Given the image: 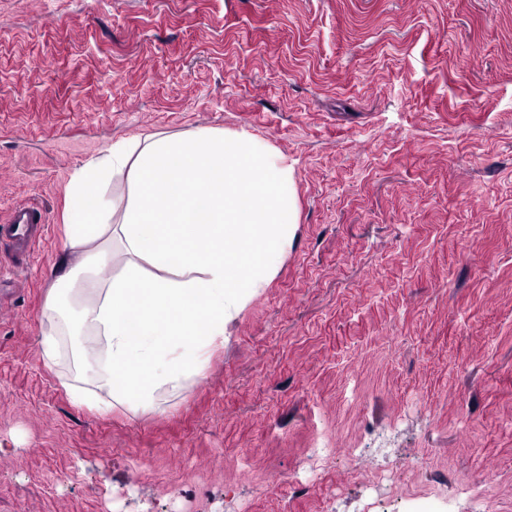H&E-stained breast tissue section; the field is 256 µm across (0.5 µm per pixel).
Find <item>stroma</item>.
<instances>
[{
    "label": "stroma",
    "mask_w": 512,
    "mask_h": 512,
    "mask_svg": "<svg viewBox=\"0 0 512 512\" xmlns=\"http://www.w3.org/2000/svg\"><path fill=\"white\" fill-rule=\"evenodd\" d=\"M245 131L298 224L150 409L41 345L68 185L112 143ZM0 512H512V0H0ZM45 232V218L39 207L34 203H22L10 210L5 224H0V241L10 239L18 251L30 255Z\"/></svg>",
    "instance_id": "obj_1"
}]
</instances>
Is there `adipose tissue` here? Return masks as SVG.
Segmentation results:
<instances>
[{
	"mask_svg": "<svg viewBox=\"0 0 512 512\" xmlns=\"http://www.w3.org/2000/svg\"><path fill=\"white\" fill-rule=\"evenodd\" d=\"M120 176L127 195L109 196ZM69 194L71 255L45 305V355L59 337L92 333L98 349L72 396L86 401L92 386L105 406L154 407L202 373L225 325L273 278L269 257L287 252L295 224L290 172L248 134L188 131L113 143Z\"/></svg>",
	"mask_w": 512,
	"mask_h": 512,
	"instance_id": "adipose-tissue-1",
	"label": "adipose tissue"
}]
</instances>
